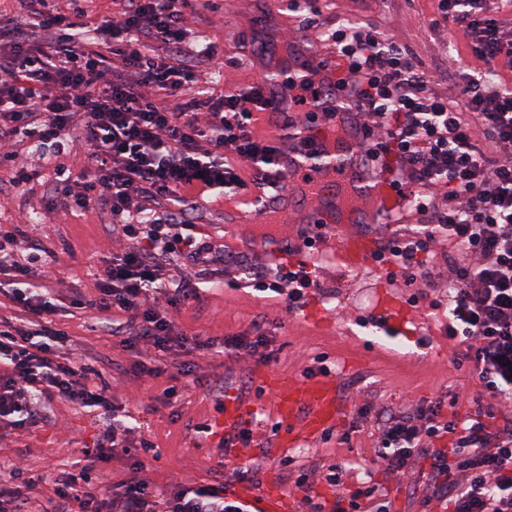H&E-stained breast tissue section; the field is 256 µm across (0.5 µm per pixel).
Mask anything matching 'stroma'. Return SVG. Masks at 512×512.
Returning a JSON list of instances; mask_svg holds the SVG:
<instances>
[{"mask_svg":"<svg viewBox=\"0 0 512 512\" xmlns=\"http://www.w3.org/2000/svg\"><path fill=\"white\" fill-rule=\"evenodd\" d=\"M215 10L190 18L193 35L207 36L223 53L209 88L214 94L239 90L266 72L275 49L295 56L298 47H313L317 33L354 19L370 24L395 38L433 78L432 86L447 90L448 45L445 35L430 30L432 0H317V14L299 17L289 24L287 12H273L269 0H214ZM32 181L13 185V164H0V227L20 226L24 245L55 255L34 285L47 288L58 305L56 319L70 336L79 364L95 367L112 381V403L130 418L134 441L152 443L149 452L129 455L113 450L99 464V486L119 487L128 481L159 488L191 490L224 481L237 484V469L249 465L257 472L254 489L277 487L287 500L288 512H302L305 491L298 484L308 475L316 491H324L322 475L329 465L351 467L352 478L372 481L389 503L390 512H424L437 506L446 493L429 476L424 459L411 460L405 474H392L377 463L379 436L375 416L383 409L425 413L437 401L459 396L458 411H466V397L475 384L453 363L454 343L448 338L444 310L428 303L411 306V334L388 336L379 332L373 317L381 284H389L402 298H410L395 266L368 262L352 276H341L317 264L319 285L311 289L303 310L287 311L280 298L248 287L239 268L224 258L225 244L236 241L232 218L250 213L244 198L212 194L196 212L209 251L193 258L175 259L171 277L187 270L204 271L200 285L203 304L172 313L177 334L201 333L208 337L253 335L254 322H262L269 336L270 362L239 350L218 353L191 348L159 352L151 346L129 347L117 325L100 322L88 310L70 304L73 289L94 294L100 257L111 254L121 242L95 213L49 209L57 166L80 179L90 161L82 146L59 160L42 159L34 144L17 147ZM162 361V374L149 377L135 369V362L153 366ZM329 366L342 406L330 436H316L295 448L279 447L286 425L276 411V392L269 379L281 382L321 378V366ZM178 382L176 407L158 403L157 397L171 382ZM245 401L241 427L251 429L249 444L229 435L223 449L210 445L202 433L204 424L220 418L229 404ZM360 428L350 443L337 437L351 422ZM106 428L97 411L76 404L56 403L48 422H26L8 435H0V491H9L17 480L15 468L44 482L64 481L74 470L84 449H95Z\"/></svg>","mask_w":512,"mask_h":512,"instance_id":"35a3bbf8","label":"stroma"}]
</instances>
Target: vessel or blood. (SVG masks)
<instances>
[{"label": "vessel or blood", "instance_id": "obj_1", "mask_svg": "<svg viewBox=\"0 0 512 512\" xmlns=\"http://www.w3.org/2000/svg\"><path fill=\"white\" fill-rule=\"evenodd\" d=\"M266 128L274 141H297L294 126L288 125L282 107L263 114ZM361 140L354 134L320 136L299 147L288 163V184L283 193L288 204L280 208L276 223L290 224L298 214H306L310 224H329L340 237L327 250L324 260L341 274L359 271L372 257L374 238L356 231L359 223L395 224L408 205L407 199L389 184L360 176L355 162ZM383 321L397 331H407L413 322L403 299L393 291H384L378 303ZM341 412L335 383L296 382L281 389L277 413L282 420L299 421L301 434L313 436L338 420ZM236 498L251 505L253 512H282L283 501L265 494L235 490Z\"/></svg>", "mask_w": 512, "mask_h": 512}]
</instances>
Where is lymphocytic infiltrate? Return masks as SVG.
<instances>
[{"mask_svg": "<svg viewBox=\"0 0 512 512\" xmlns=\"http://www.w3.org/2000/svg\"><path fill=\"white\" fill-rule=\"evenodd\" d=\"M80 2L63 13L28 0L26 14L0 19V146L30 141L47 159L79 141L89 146L80 187L63 179L55 203L105 214L126 245L101 259L96 295L79 293L72 303L106 322L121 315L127 345L163 352L175 343L163 306L202 302L199 273L167 276L171 258L208 248L188 212L215 189L269 197L288 177L272 138L252 130L272 101L257 83L209 96L207 66L218 48L204 38L191 50L186 43L189 13L212 0H121L90 31ZM430 27L448 31L452 51L472 60L449 65L450 94L433 89L403 45L357 22L319 36L336 55L334 77L291 81L285 90L301 111L321 94L355 102L345 128L362 137L359 168L406 187L425 218L379 238L373 254L400 269L415 299H427L436 283L428 267L436 245L452 246L448 336L460 345L455 363L484 392L463 413L383 410L378 459L401 472L423 457L448 488L450 512H512V418L500 410L512 401V0H436ZM98 35L113 66L95 48ZM7 249L17 254L12 298L31 329L0 326V428L23 426L57 401L97 410L109 423L95 453L41 498L38 512H63L71 500L81 512H245L221 482L185 492L142 482L100 490L98 463L127 447L132 429L114 417L110 383H88L76 364L55 302L28 288L34 257L11 231L0 236V252ZM234 257L249 282L285 296L288 308L318 285L306 261L270 268L239 251ZM433 439L449 445L430 447ZM345 474L334 464L324 478L331 512H358L377 491L347 486Z\"/></svg>", "mask_w": 512, "mask_h": 512, "instance_id": "lymphocytic-infiltrate-1", "label": "lymphocytic infiltrate"}]
</instances>
